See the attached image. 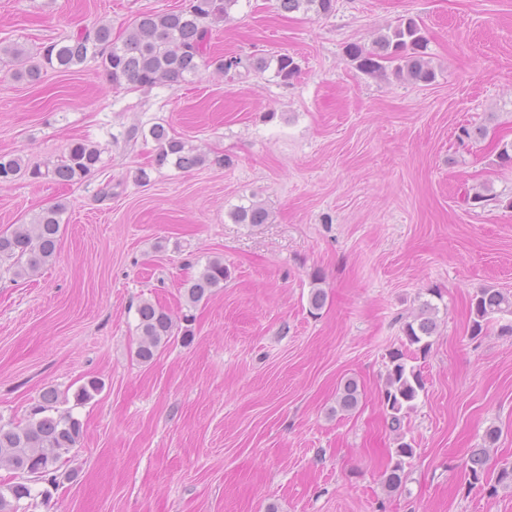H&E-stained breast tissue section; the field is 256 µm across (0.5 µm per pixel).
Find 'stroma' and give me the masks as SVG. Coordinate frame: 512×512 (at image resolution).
Segmentation results:
<instances>
[{"label": "stroma", "instance_id": "1", "mask_svg": "<svg viewBox=\"0 0 512 512\" xmlns=\"http://www.w3.org/2000/svg\"><path fill=\"white\" fill-rule=\"evenodd\" d=\"M184 4L0 0V41L36 52L99 22L118 37ZM405 17L423 28L433 82L371 76L346 55ZM211 51L285 52L300 73L285 85L270 70L204 68L133 89L92 57L35 84L0 66V154L43 165L76 142L101 150L79 182L0 184V232L65 206L57 258L18 281L0 270V420L27 418L55 389L84 427L26 512H512V489L462 468L491 428L493 468L512 465V335L469 332L473 293L512 294V168L493 162L512 141V0H336L326 18L240 0L213 24ZM467 123L487 139L459 145ZM156 124L208 163L152 168ZM483 186L492 199L475 202ZM251 201L267 223H234ZM215 256L230 279L188 306L185 281ZM432 288L439 329L420 352L402 327ZM144 300L191 316L194 333L146 365ZM397 349L425 389L406 419L416 453L391 492L382 390ZM350 378L362 399L337 411ZM92 379L101 390L78 401Z\"/></svg>", "mask_w": 512, "mask_h": 512}]
</instances>
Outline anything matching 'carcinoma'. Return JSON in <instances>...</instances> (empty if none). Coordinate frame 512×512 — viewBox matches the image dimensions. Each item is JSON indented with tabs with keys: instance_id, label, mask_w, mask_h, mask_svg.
I'll return each mask as SVG.
<instances>
[{
	"instance_id": "obj_1",
	"label": "carcinoma",
	"mask_w": 512,
	"mask_h": 512,
	"mask_svg": "<svg viewBox=\"0 0 512 512\" xmlns=\"http://www.w3.org/2000/svg\"><path fill=\"white\" fill-rule=\"evenodd\" d=\"M278 2L285 12L303 11L327 17L335 11V0ZM238 3L239 0H189L187 6L176 11L145 14L119 42L112 38L108 24L99 23L45 47L37 61L19 43L1 41L0 63L14 67L16 77L36 81L44 69L65 72L93 56L99 59L112 85L133 88L177 85L204 67L213 66L227 74L238 68L242 60L211 56L208 42L211 25L229 19ZM425 49L426 38L420 23L406 17L389 26L369 47L347 45L346 54L366 74L385 76L388 65L393 63L395 78L427 83L435 79V71L425 58ZM249 66L260 73L274 68L275 77L285 85L299 74L294 57L286 53L256 58ZM486 135L487 128L483 126L462 125L457 140L462 145L476 143ZM149 136L155 143L153 165L158 169L172 164L188 170L209 161L205 153L162 125L151 127ZM100 157L98 146L76 142L63 159L43 171L39 166H28L20 156L0 155V184L12 181L24 170L34 179L50 177L64 184L75 182L95 171ZM63 212L64 205L60 203L41 211L30 223L18 225L11 233H0V263L9 262L14 277L26 278L57 257ZM231 218L237 224H265L269 214L261 204L251 202L235 208ZM229 277L224 259H209L197 277L184 283L187 303L192 307L200 304L213 289L224 287ZM469 312L470 335L482 336L492 322L512 315V296L496 288H483L471 296ZM136 313L139 341L135 356L142 364L151 362L173 337L192 335L190 329L179 328L165 308L150 301L141 302ZM437 313L438 307L430 301L420 304L417 314L403 326L408 345L422 351L428 349L427 338L438 328ZM424 388L422 374L408 363V355L399 349L391 352L383 393L388 427L397 440L383 474L384 485L391 491L401 488L406 464L415 455L412 444L404 441V421ZM360 396L358 383L346 380L336 399V411L356 409ZM58 403L59 393L48 390L25 423H0V468L20 475L18 481L0 483V512H20L21 501L34 498V485L47 476H55L63 458L79 442L83 433L81 422L70 412L59 410ZM489 460L486 447L470 452L465 469L473 481L483 478Z\"/></svg>"
}]
</instances>
